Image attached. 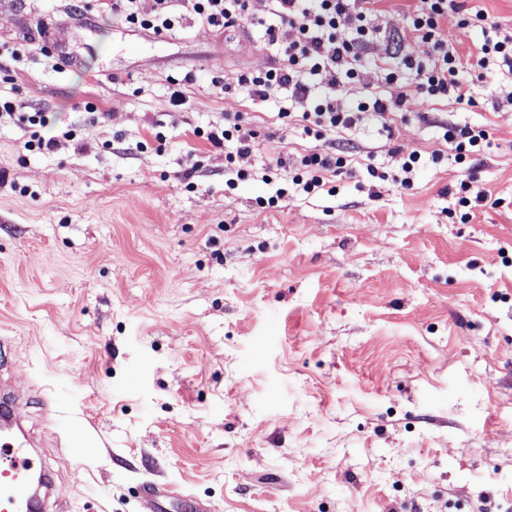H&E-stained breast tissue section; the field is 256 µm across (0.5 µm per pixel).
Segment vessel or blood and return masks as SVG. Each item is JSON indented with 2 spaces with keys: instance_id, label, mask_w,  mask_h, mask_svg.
<instances>
[{
  "instance_id": "vessel-or-blood-1",
  "label": "vessel or blood",
  "mask_w": 512,
  "mask_h": 512,
  "mask_svg": "<svg viewBox=\"0 0 512 512\" xmlns=\"http://www.w3.org/2000/svg\"><path fill=\"white\" fill-rule=\"evenodd\" d=\"M12 406L0 392V512H42L50 478L17 434Z\"/></svg>"
}]
</instances>
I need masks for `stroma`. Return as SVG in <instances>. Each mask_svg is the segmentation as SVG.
Wrapping results in <instances>:
<instances>
[{"instance_id":"1","label":"stroma","mask_w":512,"mask_h":512,"mask_svg":"<svg viewBox=\"0 0 512 512\" xmlns=\"http://www.w3.org/2000/svg\"><path fill=\"white\" fill-rule=\"evenodd\" d=\"M44 7L77 64L46 67L42 13L0 0V95L76 138L30 152L0 124V381L54 474L47 512H150L149 485L181 492L160 512H512V70L472 79V103L315 136L237 86L278 60L260 27L158 36ZM235 112L260 144L228 190L192 131ZM448 122L490 135L468 209ZM342 138L335 195L263 181Z\"/></svg>"}]
</instances>
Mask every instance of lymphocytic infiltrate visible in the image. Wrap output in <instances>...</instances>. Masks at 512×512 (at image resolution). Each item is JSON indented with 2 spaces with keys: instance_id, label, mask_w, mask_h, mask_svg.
<instances>
[{
  "instance_id": "lymphocytic-infiltrate-1",
  "label": "lymphocytic infiltrate",
  "mask_w": 512,
  "mask_h": 512,
  "mask_svg": "<svg viewBox=\"0 0 512 512\" xmlns=\"http://www.w3.org/2000/svg\"><path fill=\"white\" fill-rule=\"evenodd\" d=\"M377 0H83V11H97L117 16L128 27L149 30L154 34H170L180 28L183 19L192 16L207 25L228 29L242 22L261 21L272 14L274 24L264 29V39L279 54L275 66L238 79L252 99L267 100L271 95L284 94L287 101L279 112L282 120L305 122L321 131L351 128L359 114L384 117L390 112L408 111L412 98H446L462 103L471 101L468 83L460 76V59L455 48L442 35L441 21L448 13H460L458 27L463 33L472 28L487 30L477 47L476 65L489 69L491 62L512 68V31L499 32L498 25L482 10L461 13L457 0H417L408 17L406 29L397 35L387 33L380 23ZM347 29V38L337 36L338 29ZM393 44L394 49L382 60L369 59L368 49L376 39ZM413 40L432 43L440 58L437 66L408 52L406 45ZM371 69L378 81L392 86L390 96H372L359 102L356 111L343 112L336 106V88H348L360 83L364 69ZM413 78L412 87L400 85L401 74ZM325 95H318V87ZM24 124L30 136L25 150L51 152L61 141L74 140L73 128L60 134L44 136L46 117L41 112L17 111L12 101H0V120ZM194 136L213 148H223L234 142L235 149L225 156L224 170L229 177L227 188L246 179L248 172L236 165L237 159L249 156L257 133L240 120L221 125L197 128ZM443 140L450 145L458 165H466L471 157L488 147L485 129L456 123L443 126ZM353 158L348 151L337 149L329 153H311L294 161L276 158L270 172L281 171L294 185L309 194L324 189L328 174L351 170Z\"/></svg>"
}]
</instances>
